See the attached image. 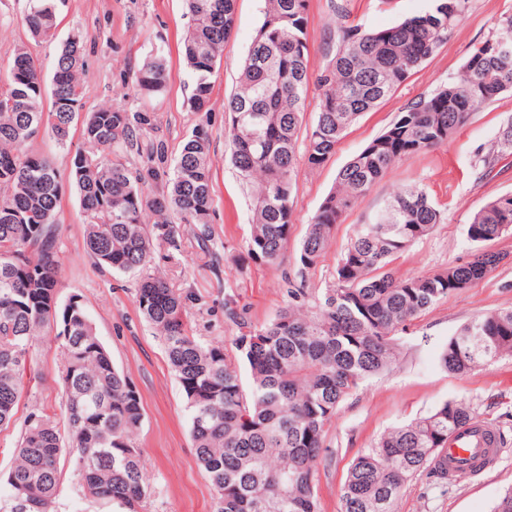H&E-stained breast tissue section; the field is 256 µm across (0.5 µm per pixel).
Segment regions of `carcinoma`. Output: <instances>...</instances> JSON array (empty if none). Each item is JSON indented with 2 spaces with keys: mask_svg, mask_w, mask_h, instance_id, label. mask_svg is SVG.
I'll list each match as a JSON object with an SVG mask.
<instances>
[{
  "mask_svg": "<svg viewBox=\"0 0 512 512\" xmlns=\"http://www.w3.org/2000/svg\"><path fill=\"white\" fill-rule=\"evenodd\" d=\"M64 0H30L26 27L34 39L54 34ZM192 24L183 56L193 79L191 107L207 109L211 77L232 34L235 0H186ZM468 0H434L421 15L365 31L349 23L345 0H332L336 31L328 63L319 71L317 119L302 130L312 76L307 45L308 0H266V7L234 91L224 102L230 161L252 198L247 255L278 268L291 236V198L298 143L310 169L323 166L349 127L387 100L431 58L461 21ZM85 67L80 37L62 44L45 84L38 61L23 46L12 52L0 83V426H7L27 376L29 354L43 329L62 321L56 298L60 248L56 210L62 189L53 163L25 150L45 128L62 144L70 138L74 105L81 104ZM166 60L158 53L136 76L145 94L160 92ZM49 89L52 109L42 110ZM512 92V15L494 37L477 46L458 76L411 101L392 123L344 165L308 225L297 252L298 271L287 284L288 305L256 327L224 302L241 335L239 357L218 342L190 334L191 296L148 272L155 246L181 249L175 212L205 242L212 235L210 137L195 129L174 161L166 191L149 183L155 167L131 172L125 155L139 149L152 128L147 112L103 107L87 113L83 144L71 175L86 219V247L97 263L117 273H139L136 304L162 336L168 362L186 399L197 461L217 494V512H319L316 494L323 438L340 404L367 379L391 369L401 355L395 332L457 290L484 279L499 255L482 247L512 229V194L477 211L468 227L479 244L474 258L429 276L396 275L395 257L429 235L444 215L420 187L391 197L359 225L335 267L334 283L308 304V273L324 255L336 224L358 207L398 160L448 141L472 112ZM157 217L147 230L145 217ZM60 385L65 420L43 409L24 418L16 459L0 476V512H58L61 461L77 477L83 498L98 512H138L150 497L148 468L136 444L143 423L139 392L115 368L83 307L60 331ZM512 356V308L481 314L438 354V366L464 375ZM250 376L242 385L239 362ZM475 423L463 401H445L428 414L385 432L350 464L341 487V512H397L405 484L424 475L448 483V439Z\"/></svg>",
  "mask_w": 512,
  "mask_h": 512,
  "instance_id": "1",
  "label": "carcinoma"
}]
</instances>
